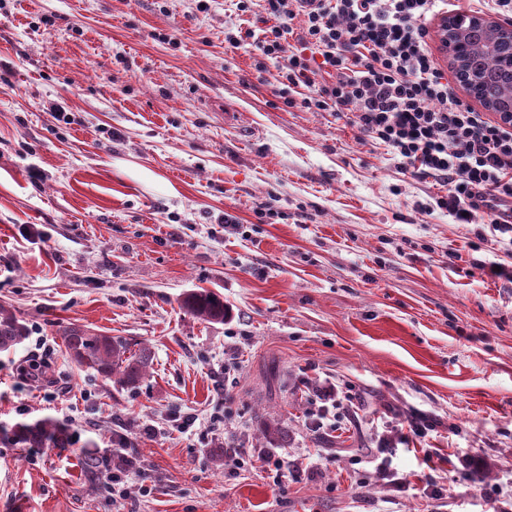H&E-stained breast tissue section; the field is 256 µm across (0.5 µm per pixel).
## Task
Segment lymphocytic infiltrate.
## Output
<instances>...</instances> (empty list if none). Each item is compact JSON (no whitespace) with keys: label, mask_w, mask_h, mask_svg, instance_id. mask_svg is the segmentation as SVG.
<instances>
[{"label":"lymphocytic infiltrate","mask_w":512,"mask_h":512,"mask_svg":"<svg viewBox=\"0 0 512 512\" xmlns=\"http://www.w3.org/2000/svg\"><path fill=\"white\" fill-rule=\"evenodd\" d=\"M274 24L227 30L224 41L275 61L280 84L314 89L309 108L335 109L401 159V168L444 187L439 208L455 223L512 233V118L465 105L436 65L427 27L447 0H265Z\"/></svg>","instance_id":"obj_1"}]
</instances>
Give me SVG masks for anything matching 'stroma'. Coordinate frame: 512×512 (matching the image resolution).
I'll use <instances>...</instances> for the list:
<instances>
[{"instance_id": "stroma-1", "label": "stroma", "mask_w": 512, "mask_h": 512, "mask_svg": "<svg viewBox=\"0 0 512 512\" xmlns=\"http://www.w3.org/2000/svg\"><path fill=\"white\" fill-rule=\"evenodd\" d=\"M248 21L235 0H0V306L28 327L0 424L72 433L0 447V512H512V279L488 270L512 236L454 223L434 181L227 47ZM199 289L224 322L182 308ZM67 326L148 344L149 373L93 378ZM116 435L150 493L84 475ZM269 451L302 469L287 488ZM3 430L1 437L0 425V444L10 448H67L71 442L69 430L52 418L17 422Z\"/></svg>"}]
</instances>
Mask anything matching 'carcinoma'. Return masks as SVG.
Listing matches in <instances>:
<instances>
[{
    "mask_svg": "<svg viewBox=\"0 0 512 512\" xmlns=\"http://www.w3.org/2000/svg\"><path fill=\"white\" fill-rule=\"evenodd\" d=\"M479 75H470L467 89L482 103H503L512 100V46H493L482 52L477 67ZM182 307L193 317L206 322H222L227 309L216 294L201 289L187 294ZM28 334L27 326L9 309L0 306V352L15 349ZM62 337L69 355L84 371L96 378L122 388H134L147 375L153 364L151 349L120 336L90 334L71 326ZM0 444L12 448H66L70 445L69 430L52 418L33 422H17L4 429ZM126 466L128 459H112L96 449L82 454V470L93 481L108 474L112 463Z\"/></svg>",
    "mask_w": 512,
    "mask_h": 512,
    "instance_id": "carcinoma-1",
    "label": "carcinoma"
}]
</instances>
